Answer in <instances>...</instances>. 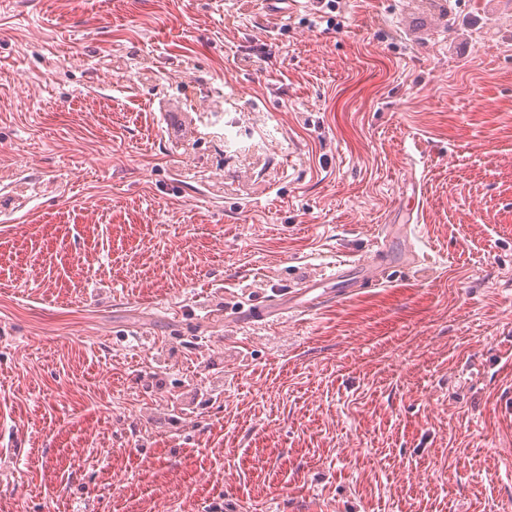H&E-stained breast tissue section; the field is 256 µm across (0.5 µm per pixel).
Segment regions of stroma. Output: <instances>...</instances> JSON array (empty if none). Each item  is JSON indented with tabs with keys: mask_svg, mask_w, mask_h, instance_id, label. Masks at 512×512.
<instances>
[{
	"mask_svg": "<svg viewBox=\"0 0 512 512\" xmlns=\"http://www.w3.org/2000/svg\"><path fill=\"white\" fill-rule=\"evenodd\" d=\"M336 21L0 0V512H512V8ZM318 280H309L301 287L299 292L289 294L287 298L281 299L278 310L283 302L298 295V298H305L315 294L327 282H336L342 289L346 287L371 288L379 283L375 272L379 270L375 259L370 258L358 261H340L336 267L329 268Z\"/></svg>",
	"mask_w": 512,
	"mask_h": 512,
	"instance_id": "obj_1",
	"label": "stroma"
}]
</instances>
